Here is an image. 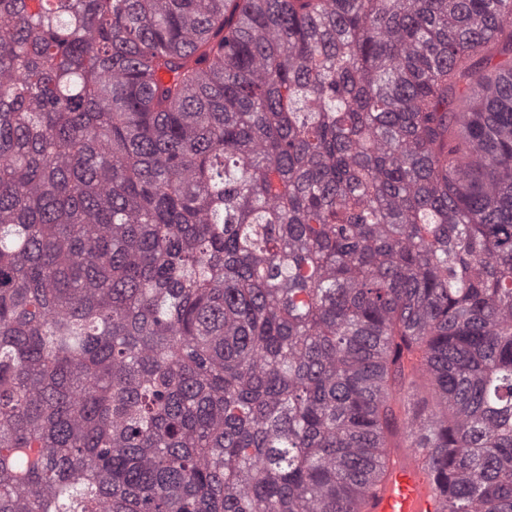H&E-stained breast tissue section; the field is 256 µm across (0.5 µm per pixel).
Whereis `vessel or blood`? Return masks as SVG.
Returning a JSON list of instances; mask_svg holds the SVG:
<instances>
[{"label": "vessel or blood", "mask_w": 512, "mask_h": 512, "mask_svg": "<svg viewBox=\"0 0 512 512\" xmlns=\"http://www.w3.org/2000/svg\"><path fill=\"white\" fill-rule=\"evenodd\" d=\"M387 454L386 475L367 512H443L444 498L418 453L391 448Z\"/></svg>", "instance_id": "vessel-or-blood-1"}]
</instances>
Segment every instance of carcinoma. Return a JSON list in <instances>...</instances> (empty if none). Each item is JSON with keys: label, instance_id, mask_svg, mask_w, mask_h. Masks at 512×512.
Segmentation results:
<instances>
[{"label": "carcinoma", "instance_id": "1", "mask_svg": "<svg viewBox=\"0 0 512 512\" xmlns=\"http://www.w3.org/2000/svg\"><path fill=\"white\" fill-rule=\"evenodd\" d=\"M512 512V0H0V512ZM388 467L367 512H442L444 498L434 475L413 448H387Z\"/></svg>", "mask_w": 512, "mask_h": 512}]
</instances>
